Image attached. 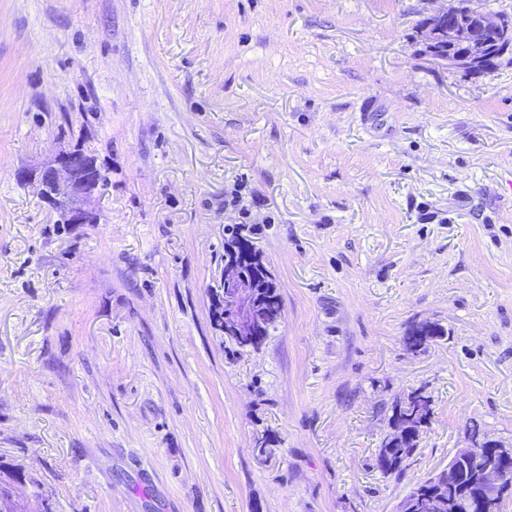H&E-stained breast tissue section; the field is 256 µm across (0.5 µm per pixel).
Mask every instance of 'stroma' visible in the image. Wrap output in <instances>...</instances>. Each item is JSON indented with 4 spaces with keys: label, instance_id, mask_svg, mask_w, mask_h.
Here are the masks:
<instances>
[{
    "label": "stroma",
    "instance_id": "1",
    "mask_svg": "<svg viewBox=\"0 0 512 512\" xmlns=\"http://www.w3.org/2000/svg\"><path fill=\"white\" fill-rule=\"evenodd\" d=\"M458 0H0V463L52 512H397L469 422L512 440V62L423 51ZM106 181L57 223L15 178ZM284 318L211 323L233 232ZM442 340L406 349L413 324ZM434 418L405 472L391 404ZM276 443L259 459L256 436ZM91 157L82 151L58 152L36 171L18 170L17 180L29 183L38 198L56 210L61 224H94L90 203L100 183L88 176ZM407 400V407L399 411L398 399L395 400L392 414L389 416V424L395 420L404 426L401 442L389 447L384 437L378 448L376 466L383 475L398 474L406 470L432 422L434 400L425 387L411 389L407 394Z\"/></svg>",
    "mask_w": 512,
    "mask_h": 512
}]
</instances>
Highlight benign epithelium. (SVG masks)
<instances>
[{
    "instance_id": "obj_1",
    "label": "benign epithelium",
    "mask_w": 512,
    "mask_h": 512,
    "mask_svg": "<svg viewBox=\"0 0 512 512\" xmlns=\"http://www.w3.org/2000/svg\"><path fill=\"white\" fill-rule=\"evenodd\" d=\"M454 20H448V11H438L427 17L421 30L424 48L430 54L457 70L479 74L489 59L488 34L501 27V17L490 12L465 14L464 8L454 11ZM90 156L82 151L65 150L55 154L36 171L19 170L18 180L29 183L38 198L56 210L61 224H94L96 215L90 203L100 183L88 176ZM220 291L226 296L231 315L225 318V329L236 336H254L267 325V316L258 310L257 282L242 275L234 265H226L220 276ZM503 446L502 441L488 437L475 440L467 437V444L454 449L453 458L472 456L475 449L488 444ZM479 505L484 512H496L502 502L504 476L501 471L487 467L477 480Z\"/></svg>"
}]
</instances>
